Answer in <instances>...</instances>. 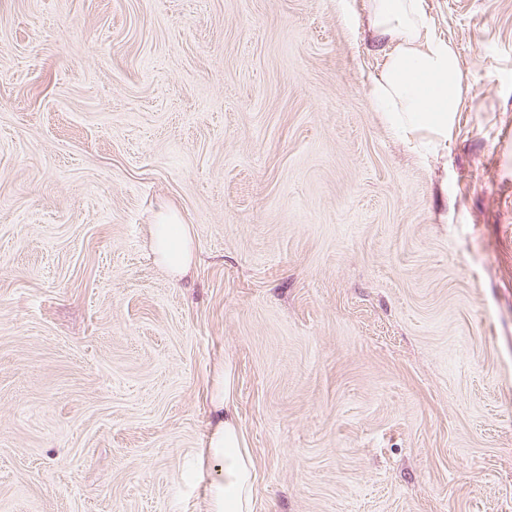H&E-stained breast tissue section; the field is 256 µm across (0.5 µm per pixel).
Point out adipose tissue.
I'll list each match as a JSON object with an SVG mask.
<instances>
[{"mask_svg":"<svg viewBox=\"0 0 512 512\" xmlns=\"http://www.w3.org/2000/svg\"><path fill=\"white\" fill-rule=\"evenodd\" d=\"M367 26L384 56L369 85L375 107L422 158L440 154L448 144V119L459 111L465 91L454 44L432 34L424 0H368ZM150 237L155 259L168 273L188 274L193 237L175 211L158 214ZM234 397V376L227 370L210 399L214 422L204 454L217 474L205 487L207 512H254L258 469Z\"/></svg>","mask_w":512,"mask_h":512,"instance_id":"obj_1","label":"adipose tissue"}]
</instances>
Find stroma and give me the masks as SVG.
I'll return each mask as SVG.
<instances>
[{
  "label": "stroma",
  "mask_w": 512,
  "mask_h": 512,
  "mask_svg": "<svg viewBox=\"0 0 512 512\" xmlns=\"http://www.w3.org/2000/svg\"><path fill=\"white\" fill-rule=\"evenodd\" d=\"M425 5L423 163L367 0H0V512H205L226 366L255 512H512V0ZM367 26L385 58L375 107L424 160L440 154L465 91L456 47L432 34L424 0H368ZM155 223L150 229L155 260L173 276H185L194 263L193 237L188 224H182L179 215L171 209L161 211Z\"/></svg>",
  "instance_id": "35a3bbf8"
}]
</instances>
